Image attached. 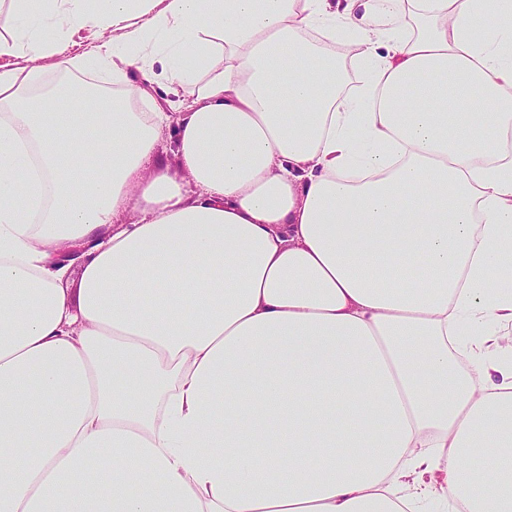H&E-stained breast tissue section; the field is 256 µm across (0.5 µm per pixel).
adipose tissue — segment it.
<instances>
[{"label":"adipose tissue","instance_id":"obj_1","mask_svg":"<svg viewBox=\"0 0 512 512\" xmlns=\"http://www.w3.org/2000/svg\"><path fill=\"white\" fill-rule=\"evenodd\" d=\"M510 140L512 0H0V512H512ZM110 34V30L98 26H88L87 28L73 33L70 37L71 41L76 44V46L72 48L73 53L79 54L83 52L99 38H107ZM176 124L170 123L163 131L158 144V156L168 166L170 174L176 178H187L186 173L180 166L178 157L175 153V140H176Z\"/></svg>","mask_w":512,"mask_h":512}]
</instances>
